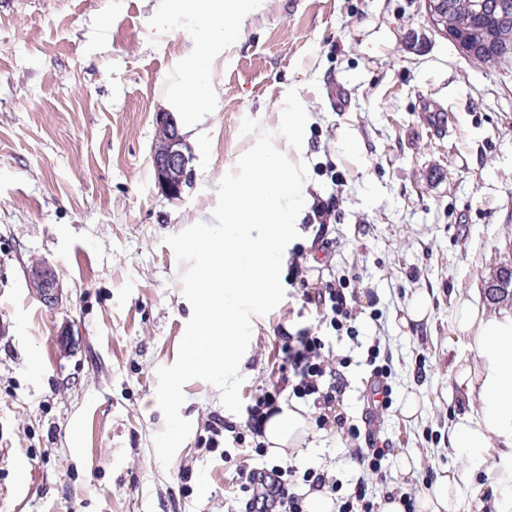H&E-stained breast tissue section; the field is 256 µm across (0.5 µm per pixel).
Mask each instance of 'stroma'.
I'll return each instance as SVG.
<instances>
[{"label": "stroma", "instance_id": "1", "mask_svg": "<svg viewBox=\"0 0 512 512\" xmlns=\"http://www.w3.org/2000/svg\"><path fill=\"white\" fill-rule=\"evenodd\" d=\"M169 0H0V512H242L224 452L232 433L207 439L216 419L240 425L219 390L188 381L181 416L192 429L169 466L153 439L165 417L158 367L175 362L193 309L186 266L167 236L211 222L221 179L255 143L244 119L278 130L290 89L312 121L304 133L309 188L297 243L310 247L318 198L336 194L335 278L360 276L379 297L363 311L358 342L334 355L361 358L373 338L392 355V405L379 437L417 455L421 470L461 467L450 450L448 397L455 363L475 352L454 341V301L512 267V64L491 68L438 34L423 0H265L241 39L216 58L214 94L177 125L192 152L193 185L169 199L151 156L155 115L170 94L196 27L188 13L155 17ZM342 89L345 103L332 101ZM448 113L431 127L430 111ZM50 264L57 304L29 288L28 269ZM283 301L251 320L240 373L250 403L282 362L278 329L315 314L285 285ZM431 298L426 321L407 301ZM422 412L405 422L408 395ZM314 426L287 463L327 471L339 485L364 478L374 499L421 497L382 463L386 481L353 467V443Z\"/></svg>", "mask_w": 512, "mask_h": 512}]
</instances>
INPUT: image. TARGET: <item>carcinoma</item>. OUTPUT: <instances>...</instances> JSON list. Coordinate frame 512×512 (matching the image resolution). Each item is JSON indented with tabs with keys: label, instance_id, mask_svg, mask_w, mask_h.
Listing matches in <instances>:
<instances>
[{
	"label": "carcinoma",
	"instance_id": "cac0c4a2",
	"mask_svg": "<svg viewBox=\"0 0 512 512\" xmlns=\"http://www.w3.org/2000/svg\"><path fill=\"white\" fill-rule=\"evenodd\" d=\"M455 43L492 67L512 61V0H451Z\"/></svg>",
	"mask_w": 512,
	"mask_h": 512
}]
</instances>
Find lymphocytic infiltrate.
Listing matches in <instances>:
<instances>
[{
    "label": "lymphocytic infiltrate",
    "instance_id": "1",
    "mask_svg": "<svg viewBox=\"0 0 512 512\" xmlns=\"http://www.w3.org/2000/svg\"><path fill=\"white\" fill-rule=\"evenodd\" d=\"M315 214L318 228L309 250L295 253L288 268L291 284L299 286L301 300L314 309L317 324L296 332L281 331L278 338L282 364L274 379L255 395L246 408L243 430L238 440L255 438V453L266 454L260 439L270 418L279 414L284 397L290 396L312 401L320 409L319 424H335L357 446L352 454L355 462L366 467L378 478H385L382 462L390 452L389 442L380 440L372 423L381 418L392 404V389L388 379L392 374V355L382 352L379 344L367 349L364 361L369 370L366 386L370 398L362 423L356 424L344 414L338 413L349 386L345 374L351 364L349 358L327 357L329 342L319 332L321 325L330 326L336 334L349 340H357L359 333L355 322L360 314V277L333 279L322 282L320 287H310L308 275L311 260L318 254L328 253L334 241L329 236V226L336 216L333 200L321 201ZM235 472L248 498L244 512H306L304 499L294 489L292 474L286 463L256 468L250 464V456L239 455L235 460Z\"/></svg>",
    "mask_w": 512,
    "mask_h": 512
}]
</instances>
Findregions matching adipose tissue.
Segmentation results:
<instances>
[{
	"label": "adipose tissue",
	"instance_id": "obj_1",
	"mask_svg": "<svg viewBox=\"0 0 512 512\" xmlns=\"http://www.w3.org/2000/svg\"><path fill=\"white\" fill-rule=\"evenodd\" d=\"M261 0H171L174 12L193 14L197 25L188 60L176 80L182 111L203 110L213 93L211 66L223 48L239 40L241 21ZM455 330L471 335L474 365H457L453 383L465 399H477L478 408L457 415L448 428V446L468 461L466 467L436 474L422 496L419 512H458L464 494L486 500L493 512H512V487L487 486L478 480L480 468L497 457L512 480V311L486 316L475 297L458 299ZM310 429L300 411L285 407L271 418L264 441L271 453L297 449Z\"/></svg>",
	"mask_w": 512,
	"mask_h": 512
}]
</instances>
